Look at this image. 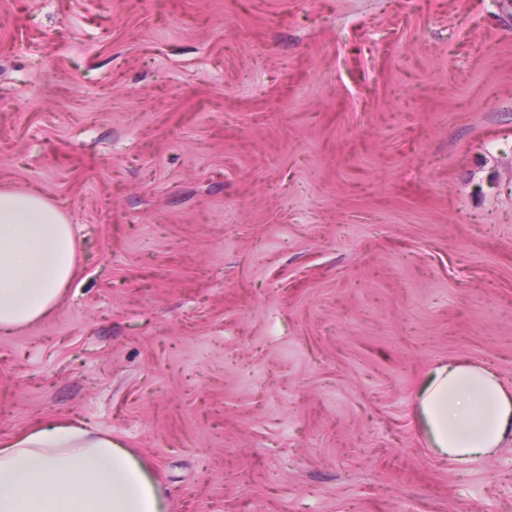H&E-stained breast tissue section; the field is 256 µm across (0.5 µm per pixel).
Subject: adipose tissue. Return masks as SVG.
<instances>
[{"label":"adipose tissue","mask_w":512,"mask_h":512,"mask_svg":"<svg viewBox=\"0 0 512 512\" xmlns=\"http://www.w3.org/2000/svg\"><path fill=\"white\" fill-rule=\"evenodd\" d=\"M75 234L41 195L0 191V327L34 323L75 277ZM429 445L456 461L512 437V393L486 368L451 362L418 395ZM0 512H167L158 480L111 434L47 423L0 446Z\"/></svg>","instance_id":"ef3b65f1"}]
</instances>
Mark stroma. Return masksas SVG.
<instances>
[{
  "instance_id": "obj_1",
  "label": "stroma",
  "mask_w": 512,
  "mask_h": 512,
  "mask_svg": "<svg viewBox=\"0 0 512 512\" xmlns=\"http://www.w3.org/2000/svg\"><path fill=\"white\" fill-rule=\"evenodd\" d=\"M0 187L78 240L0 443L81 420L167 512H512V438L416 413L512 392V0H0ZM429 445L444 457L491 455L512 434V397L486 368L461 362L437 366L418 395Z\"/></svg>"
}]
</instances>
